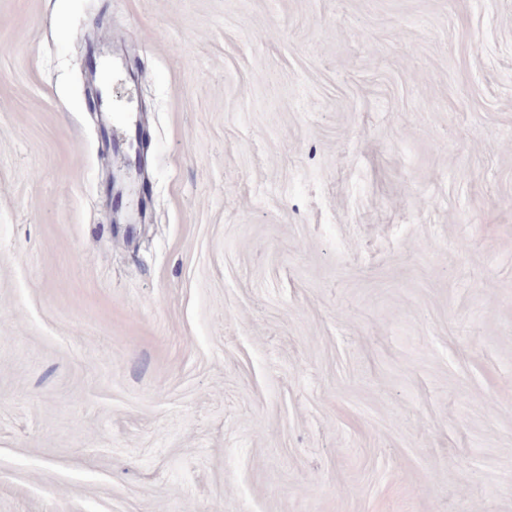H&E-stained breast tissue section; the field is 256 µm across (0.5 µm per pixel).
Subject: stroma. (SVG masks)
Here are the masks:
<instances>
[{
    "mask_svg": "<svg viewBox=\"0 0 512 512\" xmlns=\"http://www.w3.org/2000/svg\"><path fill=\"white\" fill-rule=\"evenodd\" d=\"M0 512H512V0H0ZM133 92L132 86L128 85L124 79L123 70L118 66H112V69H110V79L104 87V93L102 91V100L105 97H112L113 112H122L121 103L123 99L132 96ZM127 122L118 121L109 130V137L112 141V159L116 167H125L130 163V156L125 150V143L130 137V126Z\"/></svg>",
    "mask_w": 512,
    "mask_h": 512,
    "instance_id": "obj_1",
    "label": "stroma"
}]
</instances>
